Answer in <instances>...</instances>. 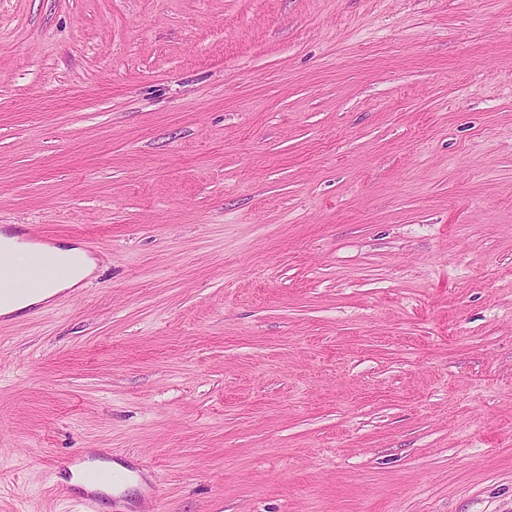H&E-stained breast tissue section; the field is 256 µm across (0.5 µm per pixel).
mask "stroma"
Returning <instances> with one entry per match:
<instances>
[{
    "instance_id": "obj_1",
    "label": "stroma",
    "mask_w": 512,
    "mask_h": 512,
    "mask_svg": "<svg viewBox=\"0 0 512 512\" xmlns=\"http://www.w3.org/2000/svg\"><path fill=\"white\" fill-rule=\"evenodd\" d=\"M0 512H512V0H0ZM95 265L93 258L82 253L81 264H78L68 277L55 281L40 290L4 302L3 305H0V314L2 316H10L29 307L46 302L70 288H81L82 286L80 285L91 276Z\"/></svg>"
}]
</instances>
